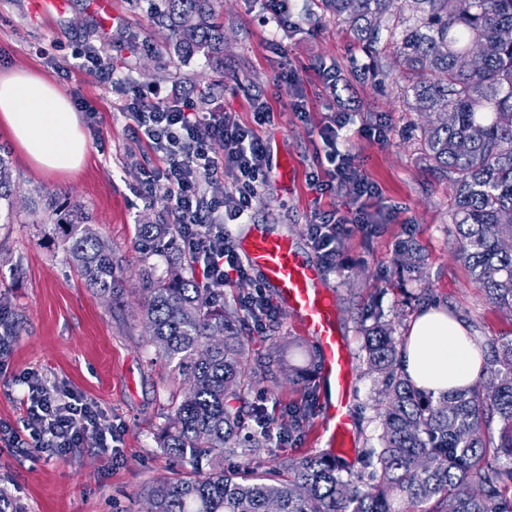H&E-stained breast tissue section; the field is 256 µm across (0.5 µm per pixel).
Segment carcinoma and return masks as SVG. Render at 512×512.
Listing matches in <instances>:
<instances>
[{
  "mask_svg": "<svg viewBox=\"0 0 512 512\" xmlns=\"http://www.w3.org/2000/svg\"><path fill=\"white\" fill-rule=\"evenodd\" d=\"M177 51L213 56L224 26L212 0H166ZM338 25L351 27L367 68L397 72L398 99L432 115L417 141L453 188L450 211L458 256L476 287L512 320V0H321ZM11 168L0 156V201L12 205ZM63 250L85 283L118 302L123 296L112 243L79 204L52 198ZM146 258L175 249L173 224H139ZM400 273L421 268L419 248L402 242ZM147 263L141 323L148 342L175 364L187 385L162 433V448L194 475L150 487V512H512V337L476 340L483 375L469 389L441 397L399 373L393 327L375 305L363 309L364 351L382 376V447L363 467L372 482L345 479L328 453L288 454L313 415L314 392L288 410L280 453H272L267 407L254 396L281 376L310 385V369L252 354L240 335L242 315L197 287L172 259L164 273ZM497 427H492V424ZM247 435L251 464L224 472Z\"/></svg>",
  "mask_w": 512,
  "mask_h": 512,
  "instance_id": "obj_1",
  "label": "carcinoma"
}]
</instances>
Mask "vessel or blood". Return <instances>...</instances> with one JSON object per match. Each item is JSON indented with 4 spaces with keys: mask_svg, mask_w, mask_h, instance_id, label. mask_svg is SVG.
<instances>
[{
    "mask_svg": "<svg viewBox=\"0 0 512 512\" xmlns=\"http://www.w3.org/2000/svg\"><path fill=\"white\" fill-rule=\"evenodd\" d=\"M239 245L248 265L273 291L280 306L293 314L303 333L315 342L319 375L335 395L324 409L323 430L330 446H344L352 432L350 348L336 326V308L323 269L304 256L291 237L270 234L260 226H250Z\"/></svg>",
    "mask_w": 512,
    "mask_h": 512,
    "instance_id": "b4317fda",
    "label": "vessel or blood"
}]
</instances>
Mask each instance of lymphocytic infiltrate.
<instances>
[{
	"mask_svg": "<svg viewBox=\"0 0 512 512\" xmlns=\"http://www.w3.org/2000/svg\"><path fill=\"white\" fill-rule=\"evenodd\" d=\"M82 57L103 82L121 90L120 109L130 119L132 133L159 158V166L147 171L145 181L149 188L163 189L168 195L180 248L190 258L199 286L220 294L225 286L249 278L229 227L247 223L258 186L271 168L268 146L256 131L269 118L266 101L253 98L249 124L232 112L199 114L181 99L146 93L130 73L116 71L95 48L86 49ZM350 120L348 110L340 106L320 127L331 167L309 172L308 184L317 194L333 192L357 202L350 221L358 227L383 224L386 214L368 204L374 195L372 183L353 155L338 147ZM350 221L329 213L309 225L308 236L324 267H335L336 241ZM26 384L23 427H0V446L50 448L64 456L83 447L91 432L102 448L117 442L111 423L82 396L32 377Z\"/></svg>",
	"mask_w": 512,
	"mask_h": 512,
	"instance_id": "lymphocytic-infiltrate-1",
	"label": "lymphocytic infiltrate"
}]
</instances>
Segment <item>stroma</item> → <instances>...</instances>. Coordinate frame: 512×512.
I'll list each match as a JSON object with an SVG mask.
<instances>
[{
	"instance_id": "35a3bbf8",
	"label": "stroma",
	"mask_w": 512,
	"mask_h": 512,
	"mask_svg": "<svg viewBox=\"0 0 512 512\" xmlns=\"http://www.w3.org/2000/svg\"><path fill=\"white\" fill-rule=\"evenodd\" d=\"M62 2L57 8L47 0H0V69L30 68L54 82L80 106L89 138L79 172L46 174L0 134L15 185L10 215L0 214V312L17 324L7 344L8 369L0 375V424L22 427L26 387L21 378L34 373L97 405L121 442L113 459L93 434L63 458L37 448L0 449V488L25 512H146V488L192 473L164 453L160 440L186 384L148 344L138 321L143 256L136 227L169 221L163 190L150 192L145 185L146 170L158 160L129 130L117 92L94 72L78 69L85 46L97 45L115 67L131 66L141 87L188 99L199 112H234L248 121L253 97L262 95L272 116L259 133L272 154L295 160L296 173L292 182L272 176L259 187L252 221L293 237L306 251L311 248L307 226L315 213L350 206L336 195L315 197L306 176L325 150L317 128L328 103L336 95L355 101L352 125L339 147L358 158L377 189L374 206L392 219L369 233L355 228L343 235L336 244V266L326 272L353 358L348 474H360L364 455L380 447L382 385L362 349L361 312L367 303L379 305L399 340L421 307L437 303L467 321L480 339L512 334V321L485 300L456 255L452 192L413 137L422 118L396 97L399 74L380 84L366 69L348 27L330 21L311 0H291V27L280 36L262 0H217L215 10L224 21L222 53L183 57L175 52V38L160 13L148 11L144 0H110L107 18L96 0ZM103 26L112 36L101 45ZM287 65L295 67L311 106L307 117L289 108L294 89L279 79ZM327 67L341 76L334 95L323 76ZM360 125L384 128V140L359 136ZM40 190L81 204L96 231L111 241L123 266L121 304L94 294L79 277L48 211L30 205ZM405 240L420 247L422 270L416 280H400L392 263Z\"/></svg>"
}]
</instances>
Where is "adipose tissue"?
I'll list each match as a JSON object with an SVG mask.
<instances>
[{"label":"adipose tissue","instance_id":"ef3b65f1","mask_svg":"<svg viewBox=\"0 0 512 512\" xmlns=\"http://www.w3.org/2000/svg\"><path fill=\"white\" fill-rule=\"evenodd\" d=\"M0 131L44 172L73 174L85 162L88 139L80 113L56 85L34 71L0 73ZM482 365L470 327L446 307H428L410 321L398 368L417 388L437 396L475 384Z\"/></svg>","mask_w":512,"mask_h":512}]
</instances>
